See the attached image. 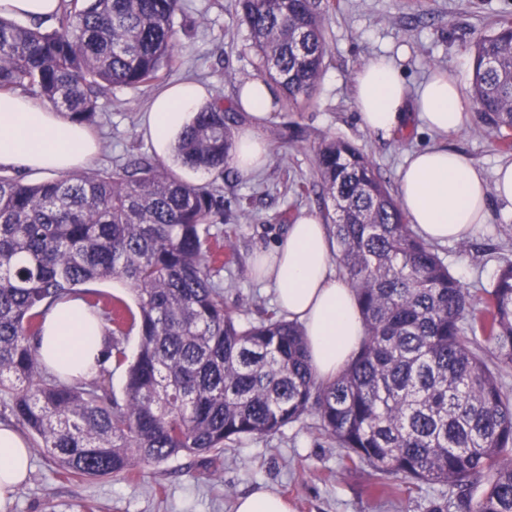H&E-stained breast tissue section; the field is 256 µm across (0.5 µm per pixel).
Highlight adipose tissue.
I'll return each instance as SVG.
<instances>
[{"label": "adipose tissue", "instance_id": "obj_1", "mask_svg": "<svg viewBox=\"0 0 512 512\" xmlns=\"http://www.w3.org/2000/svg\"><path fill=\"white\" fill-rule=\"evenodd\" d=\"M274 87L246 81L237 102L249 116L231 154L243 175L266 167L270 146L261 126L272 110ZM355 106L363 126L389 136L417 115L428 129L446 134L468 116L459 87L447 76L430 78L411 96L391 62L375 58L355 78ZM207 98L192 82L169 87L153 100L145 121L158 156L168 157L183 128ZM99 151L87 125L66 118L51 102L19 91L0 92V168L66 176L88 168ZM399 202L410 224L430 241L445 242L488 220L485 183L464 155L434 144L415 152L398 172ZM328 229L315 216L298 218L264 259L259 278L275 286L278 306L305 332L316 377L332 380L359 350L365 327L354 290L333 261ZM104 348V327L91 320L84 302L71 296L48 308L38 351L42 364L63 379L87 375ZM27 443L16 429L0 425V506L28 476Z\"/></svg>", "mask_w": 512, "mask_h": 512}]
</instances>
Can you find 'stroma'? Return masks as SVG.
I'll return each mask as SVG.
<instances>
[{
	"instance_id": "stroma-1",
	"label": "stroma",
	"mask_w": 512,
	"mask_h": 512,
	"mask_svg": "<svg viewBox=\"0 0 512 512\" xmlns=\"http://www.w3.org/2000/svg\"><path fill=\"white\" fill-rule=\"evenodd\" d=\"M235 0H182L176 17L182 63L165 77L172 84L190 78L232 101L240 82L258 77L257 59L245 28L235 24ZM512 17V0H335L326 23L328 56L311 101L298 112H271L263 126L272 155L260 172L244 176L233 164L223 181L179 169L194 185L219 183L228 207L224 232L234 250L220 276L224 301L241 323L259 321L276 309L274 289L259 282L253 263L272 250L290 221L324 216L316 189V152L328 139H343L373 160L390 193L398 171L415 151L443 143L466 156L488 190L489 220L464 241L439 244L450 273L474 296L490 287L500 265L512 261V205L494 188L496 171L512 161L479 120L469 90L471 45L491 34L498 19ZM384 56L399 69L410 92L435 73H449L459 85L469 119L459 131L439 135L416 120L387 137L361 125L354 104L357 70ZM237 80L225 81V72ZM154 88L117 90L103 100L95 127L103 143L94 162L112 170L131 156L153 155L143 115ZM344 451L307 415L268 437H244L219 453L179 455L122 478H68L40 448L31 450L25 483L7 502V512H233L238 497L268 490L285 497L291 512H430L438 505L433 486L421 484L396 495L373 492L372 470L345 468Z\"/></svg>"
}]
</instances>
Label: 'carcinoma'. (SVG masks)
I'll list each match as a JSON object with an SVG mask.
<instances>
[{"label": "carcinoma", "instance_id": "carcinoma-1", "mask_svg": "<svg viewBox=\"0 0 512 512\" xmlns=\"http://www.w3.org/2000/svg\"><path fill=\"white\" fill-rule=\"evenodd\" d=\"M331 0H236L277 104L300 108L325 65ZM180 0H62L55 26L0 17V90L49 100L94 124L115 89L163 79L179 52ZM470 91L482 121L512 150V19L471 47ZM241 115L217 96L175 146L177 165L219 179ZM331 201L337 259L366 328L331 383L311 371L300 325L276 311L241 324L224 305V192L182 181L164 161L135 158L27 184L0 174V398L70 477L121 476L178 455L271 436L313 413L380 493L442 488L430 512H512V262L484 307L420 238L373 162L342 139L316 153ZM125 281L137 309L83 285ZM71 294L107 322L100 371L65 382L42 365L41 316ZM136 332L129 358L122 337ZM490 354L480 353L481 346ZM125 369V398L106 388Z\"/></svg>", "mask_w": 512, "mask_h": 512}]
</instances>
